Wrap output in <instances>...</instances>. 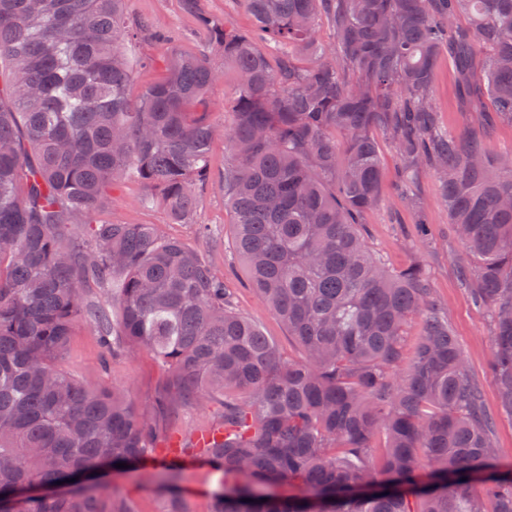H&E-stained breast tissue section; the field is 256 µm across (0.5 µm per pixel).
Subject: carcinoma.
<instances>
[{"label":"carcinoma","instance_id":"carcinoma-1","mask_svg":"<svg viewBox=\"0 0 512 512\" xmlns=\"http://www.w3.org/2000/svg\"><path fill=\"white\" fill-rule=\"evenodd\" d=\"M241 2L253 34L187 0L204 49L168 45L166 76L133 103L125 0H0V512H134L95 477L151 456L159 434L127 392L64 367L83 322L108 354L146 350L169 373L154 412L221 399L224 435L200 453L222 476L210 512H512V468L497 464L444 307L422 268L386 269L360 230L381 201V129L407 178L437 180L512 416V154L441 132L432 100L446 56L467 111L512 124V0ZM322 16L335 48L316 39ZM213 50L235 76L228 128L205 107L223 77ZM218 135L235 249L300 360L181 240L94 219L134 176L172 221L195 223ZM90 283L107 309L84 304ZM414 315L423 331L406 365ZM159 489L162 512H188L178 470L164 467Z\"/></svg>","mask_w":512,"mask_h":512}]
</instances>
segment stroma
<instances>
[{
  "label": "stroma",
  "instance_id": "35a3bbf8",
  "mask_svg": "<svg viewBox=\"0 0 512 512\" xmlns=\"http://www.w3.org/2000/svg\"><path fill=\"white\" fill-rule=\"evenodd\" d=\"M125 15L129 23L149 25L148 30L136 33L125 42L131 67L129 96L135 99L164 73L165 45L158 41V34L169 36L182 49L190 51L196 50L200 39L196 21L185 10L183 0H128ZM456 84L451 63L440 60L433 87L438 122L441 128L460 133L473 124L475 115L465 111ZM378 140L383 194L381 202L362 218L367 243L391 269L413 265L425 269L435 298L448 314V323L468 370L482 389L486 407L494 413L495 441L500 455L504 461L512 463V416L499 412L497 390L489 377L493 355L490 317L459 285L454 260L461 246L448 222V211L440 199L438 184L431 171H421L410 198H402L404 174L398 153L388 136L379 135ZM226 158L224 140L216 138L211 148L213 179L200 193L197 208L198 222L210 227L208 240H198L190 225L172 223L159 203L149 201L146 186L134 178L118 182L108 190L97 217L115 224L159 225L166 235L198 251L214 270L228 273L239 312L260 325L283 354L299 358L298 346L264 300L251 289L245 266L227 246L232 235V213L224 204L222 177ZM419 204L425 208L431 230L425 239L417 238L414 233L415 207ZM63 364L81 380L127 391L135 405L146 411L152 410L168 381L167 374L144 350L132 357L124 355L105 361L97 331L85 323L73 329ZM219 411V405L206 403L156 415L155 421L162 435L187 440L206 429ZM179 468L180 486L190 512H209L211 495L218 486L217 474L201 460L180 462ZM158 472L159 460L154 457L131 471L106 470L100 476V483L114 497L129 502L134 512H161L162 503L155 494Z\"/></svg>",
  "mask_w": 512,
  "mask_h": 512
}]
</instances>
